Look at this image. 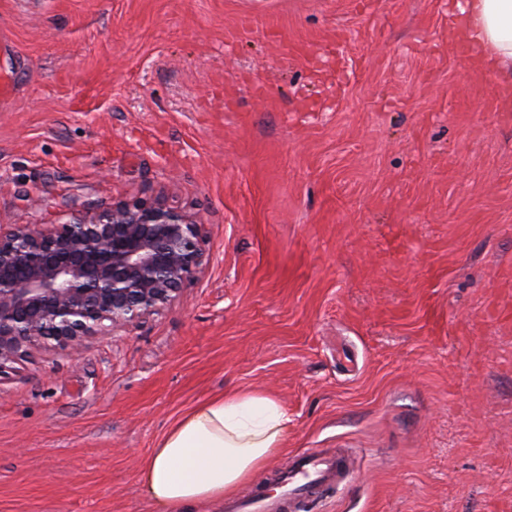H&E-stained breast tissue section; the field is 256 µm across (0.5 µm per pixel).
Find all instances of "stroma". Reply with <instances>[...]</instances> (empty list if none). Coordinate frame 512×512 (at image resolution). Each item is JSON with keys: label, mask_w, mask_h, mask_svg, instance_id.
<instances>
[{"label": "stroma", "mask_w": 512, "mask_h": 512, "mask_svg": "<svg viewBox=\"0 0 512 512\" xmlns=\"http://www.w3.org/2000/svg\"><path fill=\"white\" fill-rule=\"evenodd\" d=\"M454 0H0V225L119 200L202 216L168 308L0 374V512H155L140 472L258 391L295 512H512V112ZM350 467V459L342 448L336 452H303L293 456L288 472L283 480L282 492L276 498L262 495H242L227 505L231 512H281L288 505L291 508L295 499L308 491L325 484H338L343 481Z\"/></svg>", "instance_id": "35a3bbf8"}]
</instances>
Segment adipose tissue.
<instances>
[{
	"instance_id": "1",
	"label": "adipose tissue",
	"mask_w": 512,
	"mask_h": 512,
	"mask_svg": "<svg viewBox=\"0 0 512 512\" xmlns=\"http://www.w3.org/2000/svg\"><path fill=\"white\" fill-rule=\"evenodd\" d=\"M453 36L469 45L479 73L499 80L502 111H512V0H457ZM288 412L273 397L234 392L206 400L159 441L141 471L157 512H187L236 494L274 460Z\"/></svg>"
}]
</instances>
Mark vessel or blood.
Returning <instances> with one entry per match:
<instances>
[{
    "label": "vessel or blood",
    "instance_id": "b4317fda",
    "mask_svg": "<svg viewBox=\"0 0 512 512\" xmlns=\"http://www.w3.org/2000/svg\"><path fill=\"white\" fill-rule=\"evenodd\" d=\"M350 467V459L344 450L336 452H305L291 458L278 497L247 494L229 503V512H282L283 507L293 505L295 499L325 484L343 481Z\"/></svg>",
    "mask_w": 512,
    "mask_h": 512
}]
</instances>
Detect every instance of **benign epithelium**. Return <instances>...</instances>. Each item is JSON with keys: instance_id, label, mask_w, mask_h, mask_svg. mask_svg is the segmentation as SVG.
I'll return each instance as SVG.
<instances>
[{"instance_id": "7a95c632", "label": "benign epithelium", "mask_w": 512, "mask_h": 512, "mask_svg": "<svg viewBox=\"0 0 512 512\" xmlns=\"http://www.w3.org/2000/svg\"><path fill=\"white\" fill-rule=\"evenodd\" d=\"M205 264L203 222L159 200L0 230V370L48 340L122 331L171 306Z\"/></svg>"}]
</instances>
